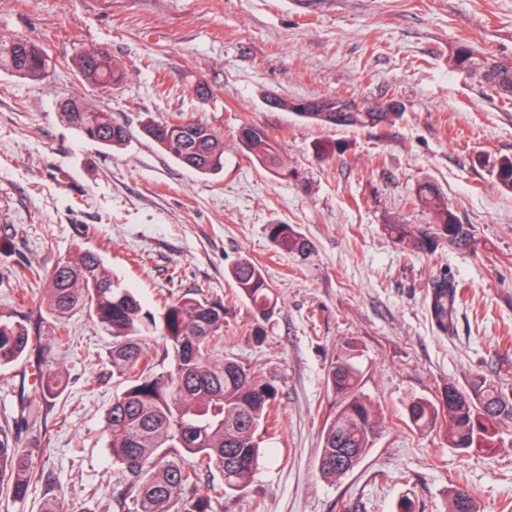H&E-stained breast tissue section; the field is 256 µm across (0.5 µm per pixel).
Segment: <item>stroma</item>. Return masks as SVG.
<instances>
[{"label":"stroma","instance_id":"stroma-1","mask_svg":"<svg viewBox=\"0 0 512 512\" xmlns=\"http://www.w3.org/2000/svg\"><path fill=\"white\" fill-rule=\"evenodd\" d=\"M0 33L43 44L48 76L0 74V318L13 297L79 247L100 250L145 311L185 294L223 300L214 352L237 359L276 389L280 429L261 442L247 487L221 512H449V492L474 496L476 512H512V424L496 449L450 448L441 432L412 429L405 407L478 376L512 392V192L499 189L484 156L512 155V103L453 72L458 42L512 63V0H0ZM97 48L124 63L112 89L80 79L75 60ZM211 91L199 98L193 86ZM342 97L358 105L402 101L382 128L325 127L270 108L268 96ZM77 97L111 111L134 132L117 149L81 138L58 110ZM184 115L224 135V169L202 175L139 135L141 124ZM273 131L286 168L273 172L240 147L237 131ZM343 151L321 161L319 144ZM435 183L461 223L467 249L440 240L431 252L398 244L394 219L430 225L411 202ZM271 224H290L314 245L306 259L278 251ZM261 266L278 300L262 344L229 268ZM463 290L441 332L429 305L436 280ZM77 346L56 348L68 384L59 421L17 424L40 397L25 363L0 367V426L30 454L41 480L0 512H128L127 472L113 463L104 414L122 384L112 339L88 310L68 319ZM357 342L362 390L382 429L364 461L323 478L322 426L336 411L326 385L340 346Z\"/></svg>","mask_w":512,"mask_h":512}]
</instances>
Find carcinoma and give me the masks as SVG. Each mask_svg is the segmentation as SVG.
Segmentation results:
<instances>
[{
  "label": "carcinoma",
  "mask_w": 512,
  "mask_h": 512,
  "mask_svg": "<svg viewBox=\"0 0 512 512\" xmlns=\"http://www.w3.org/2000/svg\"><path fill=\"white\" fill-rule=\"evenodd\" d=\"M449 67L466 75L479 74L494 95L512 100V66L501 64L460 43L448 57ZM49 67L45 46L0 33V73L39 81ZM81 80L99 89L123 79L121 65L105 51L83 52L76 63ZM270 107L288 110L319 125L377 128L391 124L405 105L391 103L357 107L343 98L285 101L274 98ZM62 114L83 137L104 147H120L132 136L130 129L112 121V113L91 107L78 98L62 103ZM143 136L181 164L202 174L224 169V135L196 120L152 121ZM242 148L263 166L280 169L284 161L276 138L257 124H245L238 133ZM497 184L512 191V156L489 163ZM414 203L426 211L433 227L415 231L394 220L389 224L397 242L420 250L432 249L446 238L459 248L470 244L471 231L448 208L438 186L418 185ZM268 236L281 252L307 257L313 244L290 224L268 225ZM29 275L42 282L41 296L48 314L46 337L32 331L28 321L32 297L21 292V319H0V366L34 359L28 374L39 390L43 406H22L21 419L50 413L66 388L67 372L50 356L51 346L72 344L64 319L74 310L89 308L112 337V367L125 388L105 413L104 432L112 460L132 481L125 490L133 512H216L224 495L245 487L260 457L259 432L264 430L276 399L274 386L247 371L231 357L213 352V342L224 336V303L206 297H179L164 303L159 316L142 310L135 295L109 269L99 251L77 249L56 260L50 270ZM237 295L253 309L251 338L265 336L263 324L275 314L276 301L262 268L243 259L230 269ZM457 289L443 278L434 283L431 312L438 329L452 326ZM162 341L167 369L159 371L152 355L154 339ZM358 349L348 342L327 373V386L338 402L336 414L322 430L319 469L323 476L343 474L338 463L359 464L374 446L380 412L361 391ZM411 427L439 428L448 446L462 452L497 447L499 428L512 422V396L484 377L468 387H444L435 400L416 398L406 406ZM215 468L221 483L198 490V476ZM41 474L29 455L17 448L9 431L0 427V489L16 501L28 497ZM450 512H475L474 498L464 489L453 491Z\"/></svg>",
  "instance_id": "carcinoma-1"
}]
</instances>
